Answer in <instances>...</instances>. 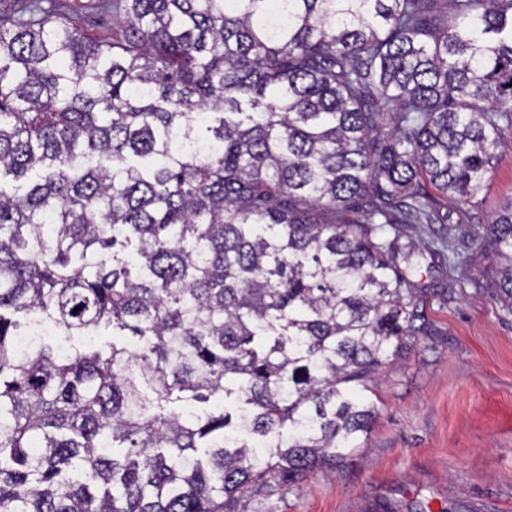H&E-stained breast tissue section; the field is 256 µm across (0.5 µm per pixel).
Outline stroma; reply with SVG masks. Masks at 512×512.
Here are the masks:
<instances>
[{
	"mask_svg": "<svg viewBox=\"0 0 512 512\" xmlns=\"http://www.w3.org/2000/svg\"><path fill=\"white\" fill-rule=\"evenodd\" d=\"M472 202L442 199L443 224H411L426 245L468 237L464 272L412 260L409 278L435 293L428 335L374 386L378 416L347 464L287 490L250 495L249 512H512V313L490 283V224L512 199V131Z\"/></svg>",
	"mask_w": 512,
	"mask_h": 512,
	"instance_id": "stroma-1",
	"label": "stroma"
}]
</instances>
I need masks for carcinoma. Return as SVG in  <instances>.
I'll use <instances>...</instances> for the list:
<instances>
[{"mask_svg":"<svg viewBox=\"0 0 512 512\" xmlns=\"http://www.w3.org/2000/svg\"><path fill=\"white\" fill-rule=\"evenodd\" d=\"M112 15V35L73 24ZM512 129V0H0V512H248L424 336L405 224ZM512 312V201L491 224ZM33 313L69 354L20 348ZM53 335L50 336L53 345H60L67 349H83L89 344L111 342L112 339L120 341L123 336H112V329L101 330L94 336H68L67 333L53 327Z\"/></svg>","mask_w":512,"mask_h":512,"instance_id":"obj_1","label":"carcinoma"}]
</instances>
